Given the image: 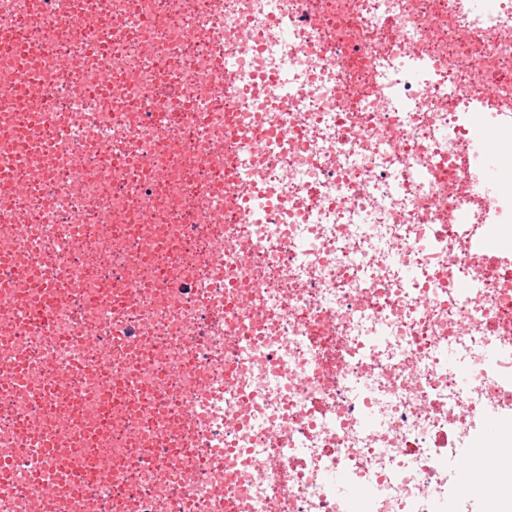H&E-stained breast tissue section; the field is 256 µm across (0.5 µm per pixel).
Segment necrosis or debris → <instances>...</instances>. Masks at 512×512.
<instances>
[{"label": "necrosis or debris", "instance_id": "obj_1", "mask_svg": "<svg viewBox=\"0 0 512 512\" xmlns=\"http://www.w3.org/2000/svg\"><path fill=\"white\" fill-rule=\"evenodd\" d=\"M471 2L0 0V156L40 116L0 279L63 292L45 318L0 297V364L54 386L60 448L12 391L0 512L512 506V176L476 204L458 162L512 90V0ZM491 110L512 112V96L504 95L497 84L488 87L485 95L480 100L478 108H476L474 112H488Z\"/></svg>", "mask_w": 512, "mask_h": 512}]
</instances>
